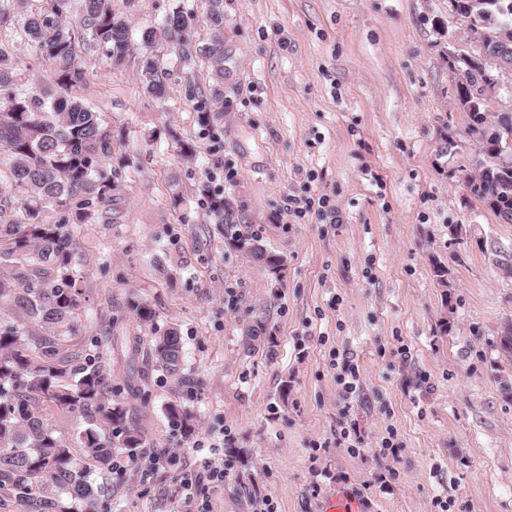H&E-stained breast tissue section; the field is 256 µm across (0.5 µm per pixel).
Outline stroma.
Segmentation results:
<instances>
[{
	"mask_svg": "<svg viewBox=\"0 0 512 512\" xmlns=\"http://www.w3.org/2000/svg\"><path fill=\"white\" fill-rule=\"evenodd\" d=\"M180 6L205 9L112 0L135 37ZM466 31L448 0H224L223 78L198 23L191 64L158 50L168 73L160 102L139 83L140 50L114 70L73 27L87 73L78 94L112 133L103 166L118 186L77 227L76 347L93 354L98 323L111 319L121 335L149 336L126 307L140 300L177 327L195 381L189 390L153 373L130 412L142 448L115 453L108 470L87 465L99 512H326L334 496L359 512H440L439 499L447 512H512V399L500 389L512 361L495 336L512 319V280L482 250L492 238L512 251V224L457 174L475 145L446 53ZM0 49L21 87L54 85L20 30L0 33ZM191 82L206 115L186 93ZM184 143L194 160L182 158ZM203 184L284 256L281 279L225 253ZM293 195L327 196L331 210L288 216ZM255 307L269 313L275 358L241 347ZM340 357L361 379L347 406ZM173 404L194 414L190 436L171 424ZM343 419L363 439L355 450L336 442ZM390 433L396 456L377 455ZM211 465L223 481L205 479Z\"/></svg>",
	"mask_w": 512,
	"mask_h": 512,
	"instance_id": "stroma-1",
	"label": "stroma"
}]
</instances>
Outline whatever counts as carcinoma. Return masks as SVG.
<instances>
[{
	"mask_svg": "<svg viewBox=\"0 0 512 512\" xmlns=\"http://www.w3.org/2000/svg\"><path fill=\"white\" fill-rule=\"evenodd\" d=\"M451 11L465 19L476 48L448 53V69L457 75L456 109L463 112L467 133L477 143L470 168L462 178L470 194L488 207L503 224H512V111L491 112L489 104L501 77L512 72V0H448ZM204 19L212 41L207 48L224 77V0H207ZM23 0L0 3V28L21 27L42 59L54 71L60 93L38 86L23 92L16 88L8 57L0 50V199L18 205L21 219L0 221V494H12L32 512H49L54 499L41 495L49 483L59 496L73 503L90 504L98 489L90 481L83 459L109 469L120 450L142 447L139 432L129 423V409L121 392L130 397L145 393L146 368L170 376L184 370L182 337L173 326H160L155 311L145 302L130 301L136 320L151 327L152 337L115 336V321L98 324V351L83 357L70 351L67 341L77 336L74 310L83 295V276L72 224H52L46 214L55 209H76L84 224L94 212L89 204L111 201L114 184L102 166L112 153V137L100 112L73 94L86 80L76 61L74 37L67 22L70 0H55L51 13L24 12ZM79 22L91 41L106 48L112 67L124 66L130 51L125 19L112 10L111 0H78ZM199 22L192 9L177 8L160 25L141 32L145 49L139 81L153 98L166 97L167 72L153 54L163 43L192 61L197 48L191 33ZM209 217L224 236L225 251L263 266L278 280L285 267L283 256L262 239L241 228L224 198L213 195ZM498 274L512 279V253L490 242ZM244 350L277 355L276 341L268 331L265 309L253 311L241 328ZM502 354L512 358V322L498 330ZM127 359L125 386H112L106 360L113 350ZM65 411H79L86 427L75 441L55 434L39 411L40 400ZM170 422L184 434L193 429V415L172 406ZM81 448L75 453L74 448Z\"/></svg>",
	"mask_w": 512,
	"mask_h": 512,
	"instance_id": "obj_1",
	"label": "carcinoma"
}]
</instances>
